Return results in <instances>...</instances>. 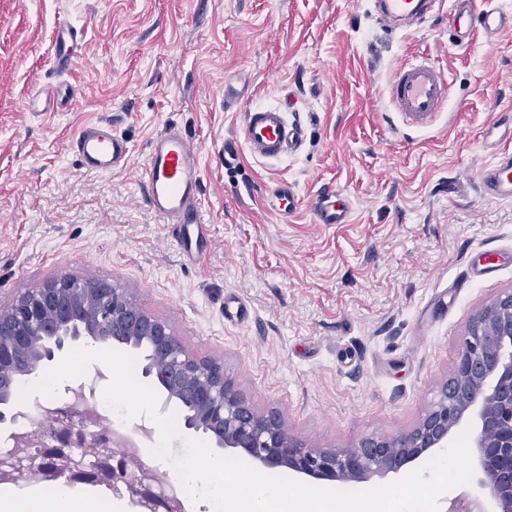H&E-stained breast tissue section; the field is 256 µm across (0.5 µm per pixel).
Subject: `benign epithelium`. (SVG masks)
<instances>
[{"label": "benign epithelium", "mask_w": 512, "mask_h": 512, "mask_svg": "<svg viewBox=\"0 0 512 512\" xmlns=\"http://www.w3.org/2000/svg\"><path fill=\"white\" fill-rule=\"evenodd\" d=\"M87 336L98 343L116 341L153 346L143 373L160 380L166 401L182 404L192 396L184 426L209 436L224 449L244 450L267 467H285L316 480L363 482L398 473L427 452L444 448L450 433L471 418L477 486L495 512H512V290L498 295L471 319L452 374L434 407L411 430L390 437L366 438L355 448H314L297 440L279 414H257L224 373L223 365L191 355L170 326L140 308L124 289L94 288L82 279H51L0 310V404L9 402L17 378L52 361L65 346ZM57 446L26 468L45 478L67 477L125 488L144 512H175L149 472H139L119 454L96 456L85 464L71 447L84 433L54 429Z\"/></svg>", "instance_id": "7a95c632"}]
</instances>
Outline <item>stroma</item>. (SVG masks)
Listing matches in <instances>:
<instances>
[{
    "instance_id": "1",
    "label": "stroma",
    "mask_w": 512,
    "mask_h": 512,
    "mask_svg": "<svg viewBox=\"0 0 512 512\" xmlns=\"http://www.w3.org/2000/svg\"><path fill=\"white\" fill-rule=\"evenodd\" d=\"M63 19L84 36L60 73L49 50ZM420 54L447 73L449 107L409 131L388 80ZM228 84L240 95L230 109ZM56 86L71 95L25 108ZM287 102L300 151L225 166L245 111ZM508 109L512 33L461 46L445 12L406 32L365 0H0V308L53 278L104 279L299 440L343 449L408 431L438 400L473 315L512 289V199L476 177L512 146L487 134ZM98 121L127 140L131 166L83 168L70 139ZM168 125L201 147L211 244L197 262L139 179ZM283 182L299 197L288 217L268 205ZM328 190L348 200L346 223H318ZM489 250L498 272L451 296ZM232 294L244 323L224 318Z\"/></svg>"
}]
</instances>
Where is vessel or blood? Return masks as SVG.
I'll list each match as a JSON object with an SVG mask.
<instances>
[{
	"mask_svg": "<svg viewBox=\"0 0 512 512\" xmlns=\"http://www.w3.org/2000/svg\"><path fill=\"white\" fill-rule=\"evenodd\" d=\"M369 3L388 25L405 30L417 28L437 11L449 10L455 39L461 45L467 44L478 31L486 41L492 42L501 33L512 30V11L495 5L494 0H369ZM82 38L81 30L69 21L59 22L52 43V62L56 69L70 68ZM388 94L394 111L400 112L409 125L420 127L447 108V77L444 71L425 60L403 63L393 72ZM303 137L302 127L289 122L283 109L253 107L246 112L239 132L225 140L224 163L228 166L238 163L244 148L254 156L277 160L296 152ZM73 146L83 167L91 173L107 174L130 161L127 141L102 122L80 128ZM201 173L199 145L178 128L165 127L153 138L142 171L147 204L164 223L173 225V237L180 253L192 258L204 254L209 237L200 198ZM477 179L485 193L511 199L512 151L499 153L491 165L478 172ZM272 198L274 207L283 215L292 214L298 205L297 194L285 183L277 185ZM317 216L322 224H342L346 221L347 206L336 195H326L318 203ZM496 269V263L490 260L468 266L455 277L454 286L456 290H464Z\"/></svg>",
	"mask_w": 512,
	"mask_h": 512,
	"instance_id": "1",
	"label": "vessel or blood"
}]
</instances>
